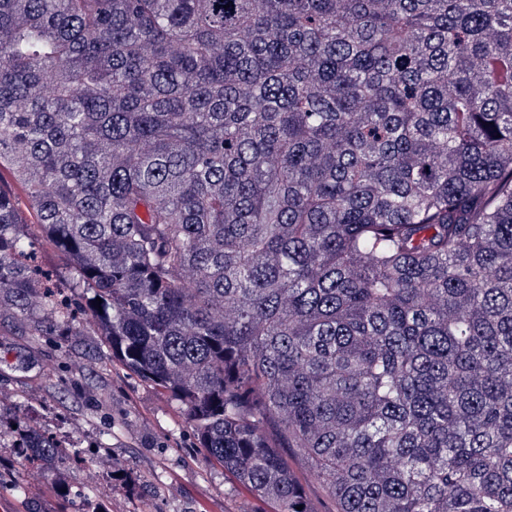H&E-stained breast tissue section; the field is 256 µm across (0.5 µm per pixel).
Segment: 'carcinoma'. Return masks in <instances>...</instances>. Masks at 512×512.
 Wrapping results in <instances>:
<instances>
[{"label": "carcinoma", "instance_id": "obj_1", "mask_svg": "<svg viewBox=\"0 0 512 512\" xmlns=\"http://www.w3.org/2000/svg\"><path fill=\"white\" fill-rule=\"evenodd\" d=\"M0 169V315L278 512H512V0H0Z\"/></svg>", "mask_w": 512, "mask_h": 512}]
</instances>
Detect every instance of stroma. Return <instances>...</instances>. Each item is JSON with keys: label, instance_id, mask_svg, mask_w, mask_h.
Masks as SVG:
<instances>
[{"label": "stroma", "instance_id": "35a3bbf8", "mask_svg": "<svg viewBox=\"0 0 512 512\" xmlns=\"http://www.w3.org/2000/svg\"><path fill=\"white\" fill-rule=\"evenodd\" d=\"M89 336L33 338L12 319L0 324V350L32 354L27 370L0 374V408L28 409L75 452L66 460L72 488H85L108 512H275L223 466L206 459L179 407L108 363L91 364ZM97 372V387L83 376Z\"/></svg>", "mask_w": 512, "mask_h": 512}]
</instances>
